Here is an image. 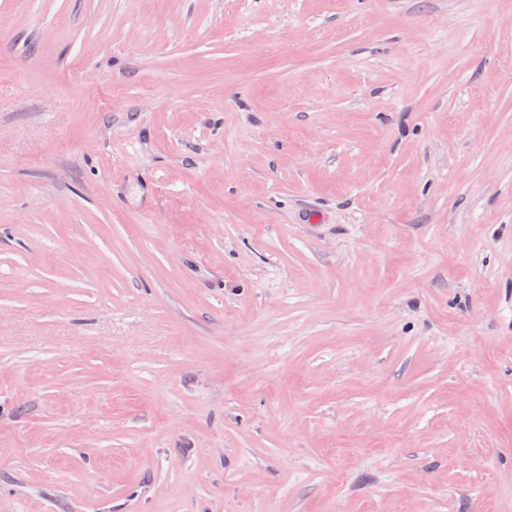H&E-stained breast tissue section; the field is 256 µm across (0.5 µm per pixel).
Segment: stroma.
Wrapping results in <instances>:
<instances>
[{
  "instance_id": "1",
  "label": "stroma",
  "mask_w": 512,
  "mask_h": 512,
  "mask_svg": "<svg viewBox=\"0 0 512 512\" xmlns=\"http://www.w3.org/2000/svg\"><path fill=\"white\" fill-rule=\"evenodd\" d=\"M0 512H512V0H0Z\"/></svg>"
}]
</instances>
